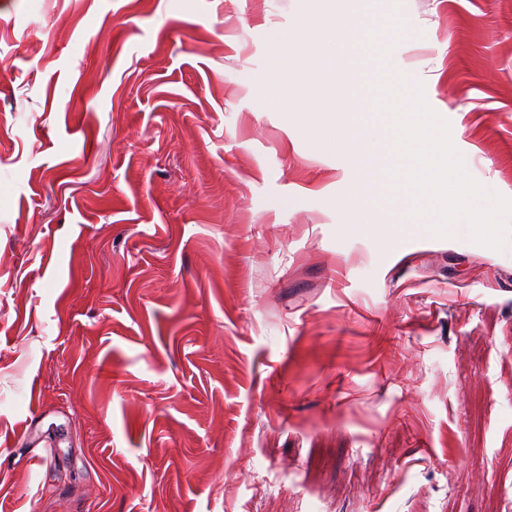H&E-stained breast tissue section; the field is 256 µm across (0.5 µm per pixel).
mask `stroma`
Returning <instances> with one entry per match:
<instances>
[{"label": "stroma", "mask_w": 512, "mask_h": 512, "mask_svg": "<svg viewBox=\"0 0 512 512\" xmlns=\"http://www.w3.org/2000/svg\"><path fill=\"white\" fill-rule=\"evenodd\" d=\"M331 0H0V512H512V245H388L276 33ZM388 65L512 198V0ZM292 39L293 36L288 31L279 33L276 38L281 53L275 59L274 68L277 73L281 74V77L271 84L269 90L282 100H288V97L294 93V86L290 74H288V43Z\"/></svg>", "instance_id": "1"}]
</instances>
